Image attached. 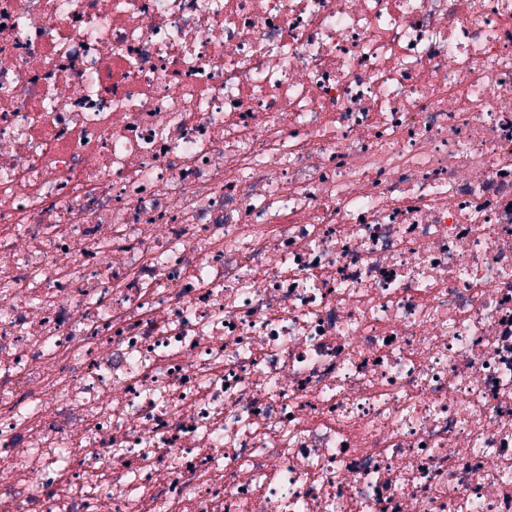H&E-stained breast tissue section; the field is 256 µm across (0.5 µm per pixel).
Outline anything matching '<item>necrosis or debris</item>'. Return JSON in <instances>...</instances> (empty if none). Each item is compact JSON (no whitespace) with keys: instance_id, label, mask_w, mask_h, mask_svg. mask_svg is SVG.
Wrapping results in <instances>:
<instances>
[{"instance_id":"necrosis-or-debris-1","label":"necrosis or debris","mask_w":512,"mask_h":512,"mask_svg":"<svg viewBox=\"0 0 512 512\" xmlns=\"http://www.w3.org/2000/svg\"><path fill=\"white\" fill-rule=\"evenodd\" d=\"M0 512H512V0H0Z\"/></svg>"}]
</instances>
